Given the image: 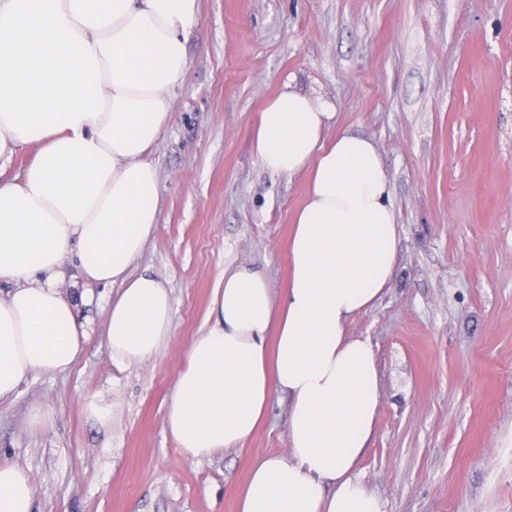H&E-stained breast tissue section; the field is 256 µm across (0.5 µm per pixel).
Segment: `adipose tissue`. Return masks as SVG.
Segmentation results:
<instances>
[{"mask_svg": "<svg viewBox=\"0 0 512 512\" xmlns=\"http://www.w3.org/2000/svg\"><path fill=\"white\" fill-rule=\"evenodd\" d=\"M197 17L198 0H0V161L39 147L0 181V402L33 374L70 369L90 340L56 278L67 258L86 284L118 287L106 322L114 361H144L168 341V289L131 268L157 223L148 152ZM334 117L289 85L262 107V168L309 179L288 283L277 293L253 267L225 271L165 406L180 452L205 460L242 447L273 395H287L286 451L254 460L238 512H383L359 474L381 401L375 352L348 327L393 277L394 188L372 139L327 137ZM0 512H34L31 478L9 461ZM36 150V146H29L20 149L12 158L11 162L7 163L5 168L1 169V179H11L21 174L32 161Z\"/></svg>", "mask_w": 512, "mask_h": 512, "instance_id": "1", "label": "adipose tissue"}]
</instances>
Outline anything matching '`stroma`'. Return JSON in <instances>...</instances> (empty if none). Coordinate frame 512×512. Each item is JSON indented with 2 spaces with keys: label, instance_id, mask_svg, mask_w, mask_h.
<instances>
[{
  "label": "stroma",
  "instance_id": "stroma-1",
  "mask_svg": "<svg viewBox=\"0 0 512 512\" xmlns=\"http://www.w3.org/2000/svg\"><path fill=\"white\" fill-rule=\"evenodd\" d=\"M186 46L149 154L156 230L132 267L168 288L172 336L149 360L113 362L112 289L81 302L66 261L91 339L72 368L0 403V459L30 473L36 512H237L253 459L284 453L283 395L244 447L207 460L179 452L164 416L225 270L287 283L308 176L270 174L252 149L287 82L333 104L328 136L373 139L394 186V275L349 325L381 378L361 478L383 512H512V0H199ZM37 404L52 410L38 427Z\"/></svg>",
  "mask_w": 512,
  "mask_h": 512
}]
</instances>
